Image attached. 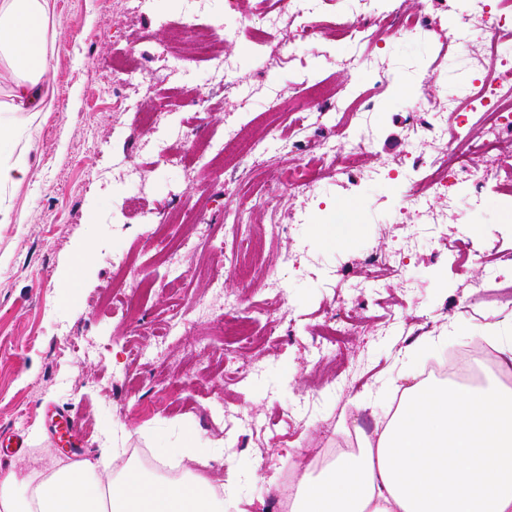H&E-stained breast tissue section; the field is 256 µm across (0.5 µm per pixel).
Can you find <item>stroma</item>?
<instances>
[{
	"mask_svg": "<svg viewBox=\"0 0 512 512\" xmlns=\"http://www.w3.org/2000/svg\"><path fill=\"white\" fill-rule=\"evenodd\" d=\"M53 3L45 31L49 73L40 84L53 108L20 113L18 146L30 174L0 189V206L11 214L10 223H0V431L20 432L28 443L22 457L0 459V469L27 474L66 463L46 426V412L56 406L83 425L89 459L116 430L128 433L127 447L151 452L194 439L202 449L195 461L214 480L226 481L228 464L236 466L240 492L229 512H260L286 469L316 454L325 436L349 439L358 425L374 431L366 405L394 393L408 345L448 336L438 354L419 356L422 370L434 356L467 346L452 336L458 325L477 337L512 336V303L491 296L468 302L472 282L495 272L512 277V203L497 193L453 208L430 200L443 219L413 242L407 227L422 216L402 204L404 177L373 175L405 154L427 160L431 147L412 138L406 117L420 107L439 111L445 84L461 76L457 20L474 0H450L428 41L388 35L374 50L340 35L327 57L309 50L295 23L281 33L292 55L278 63L254 58L247 42L234 38L213 43L211 59L196 62L190 45L170 43L159 24L190 15L219 21L224 0ZM438 53L436 84L419 101V80ZM114 60L136 67L137 78L113 86L107 66ZM224 63L238 84L229 93L219 71ZM378 68L392 74L389 87L379 88ZM309 76L320 78L332 98L352 87L376 101L364 131L368 146L353 159L358 187L329 178L318 200L289 192L281 170L307 163L321 142L346 145L357 118L348 106L326 112L322 101L310 100L308 123L298 127L286 102L303 95ZM161 103L188 142L142 124V113ZM241 132L266 147V167L202 161L201 148L229 144ZM153 141L168 143L174 161L153 165L139 186L119 179L118 164L146 162L141 146ZM257 196L263 206L247 212L251 251L258 275L278 273L273 289L244 287L227 270L241 242L224 209ZM187 209L200 223L176 220ZM477 224L498 235L484 263L466 256ZM165 237L195 242L185 258L187 277L158 266ZM85 245L92 253L82 263ZM115 250L129 256L132 272H157L155 286L129 295L107 260ZM404 251L410 257L399 273L364 263L373 253ZM286 253L293 261L284 269ZM217 277L239 298L254 333L264 329L258 311L279 319L277 345H250L226 357L223 337L210 335L209 317L195 306L211 296ZM68 279L75 286L66 291ZM175 315L187 330L169 341L184 353L180 364L136 359L131 347L153 346ZM333 315L362 331L347 337L340 357L314 359L319 330ZM89 346L93 354L84 355ZM243 361L259 372L234 374Z\"/></svg>",
	"mask_w": 512,
	"mask_h": 512,
	"instance_id": "1",
	"label": "stroma"
}]
</instances>
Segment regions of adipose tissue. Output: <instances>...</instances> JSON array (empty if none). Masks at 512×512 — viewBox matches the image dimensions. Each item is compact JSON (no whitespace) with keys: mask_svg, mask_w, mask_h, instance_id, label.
Returning <instances> with one entry per match:
<instances>
[{"mask_svg":"<svg viewBox=\"0 0 512 512\" xmlns=\"http://www.w3.org/2000/svg\"><path fill=\"white\" fill-rule=\"evenodd\" d=\"M49 0H0V53L25 72L22 112H48L37 90L48 73ZM376 440L301 480L291 512H512V387L414 380ZM117 448L55 469L40 485L0 470V512H225L224 496L187 475L133 464L113 471Z\"/></svg>","mask_w":512,"mask_h":512,"instance_id":"1","label":"adipose tissue"}]
</instances>
